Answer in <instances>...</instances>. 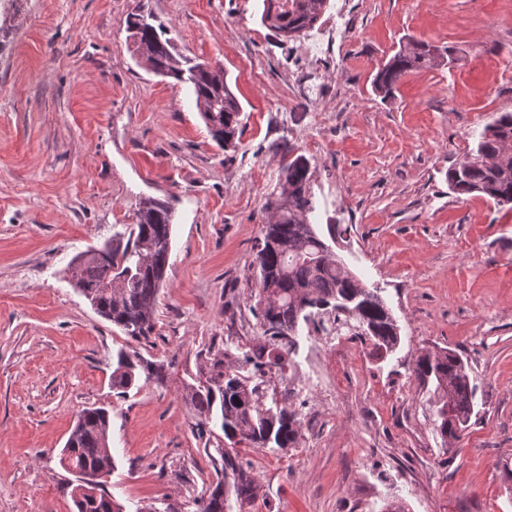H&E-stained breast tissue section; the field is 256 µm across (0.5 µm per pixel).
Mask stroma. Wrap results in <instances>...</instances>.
<instances>
[{"label":"stroma","mask_w":512,"mask_h":512,"mask_svg":"<svg viewBox=\"0 0 512 512\" xmlns=\"http://www.w3.org/2000/svg\"><path fill=\"white\" fill-rule=\"evenodd\" d=\"M153 14L179 51L224 68L244 109L225 151L183 85L139 64L127 21ZM458 61L375 92L407 38ZM325 72L326 118L300 88ZM512 112V0H330L308 37L282 42L258 0H0V512H75L60 463L78 413L112 415L105 488L127 512H186L222 475L219 429L199 425L183 383L228 336H261L250 310L270 183L306 156L321 224L368 287L382 289L398 348L371 341L336 359L340 394L317 429L273 454L239 447L254 482L246 512H512V206L460 195L447 173L498 113ZM322 150H314L312 141ZM172 199L173 243L157 325L136 341L101 318L67 266ZM169 363L165 384L122 396L118 350ZM462 356L476 406L442 440L426 353Z\"/></svg>","instance_id":"stroma-1"}]
</instances>
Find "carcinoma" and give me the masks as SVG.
Returning <instances> with one entry per match:
<instances>
[{"mask_svg": "<svg viewBox=\"0 0 512 512\" xmlns=\"http://www.w3.org/2000/svg\"><path fill=\"white\" fill-rule=\"evenodd\" d=\"M329 0H262L260 19L269 29L294 40L308 31L326 11ZM135 54L152 73L186 84L212 139L224 150L237 148L243 106L232 91L224 68L180 54L163 27L136 13L128 25ZM454 48L434 47L409 38L380 65L374 88L391 95L409 72L439 65ZM313 174L303 155L284 160L278 182L268 194L254 264L260 280L256 307L262 340L250 350L226 345L209 354L193 382L184 383V399L199 420L219 427L230 447L220 448L223 469L233 483L220 479L193 498L191 512H244L253 497V481L236 462L234 447L280 452L294 448L301 420L290 400L294 391L275 390L257 401L263 368L286 374L297 354L302 325L324 332L344 328L365 335L388 355L399 345V328L378 288L367 287L336 256L313 222L316 211L311 190ZM448 186L457 194H478L496 205L512 204V113L501 112L484 126L463 159L448 169ZM174 207L168 200L143 198L127 242L77 255L69 272L75 288L95 311L133 340L151 335L156 307L172 251ZM169 367L136 353L119 350L112 370V387L125 394L140 382L163 385ZM414 374L433 387L435 429L444 439H457L471 419L475 389L462 357L452 351L428 353L418 359ZM451 407L446 412L445 407ZM112 418L104 408L82 410L61 453L67 468H115L109 431ZM77 512H125L124 505L104 488L95 499H73Z\"/></svg>", "mask_w": 512, "mask_h": 512, "instance_id": "cac0c4a2", "label": "carcinoma"}]
</instances>
